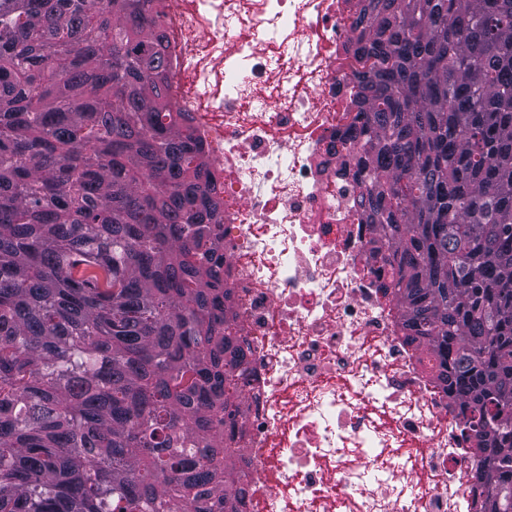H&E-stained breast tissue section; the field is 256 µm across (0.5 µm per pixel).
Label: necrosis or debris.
Returning a JSON list of instances; mask_svg holds the SVG:
<instances>
[{
  "mask_svg": "<svg viewBox=\"0 0 512 512\" xmlns=\"http://www.w3.org/2000/svg\"><path fill=\"white\" fill-rule=\"evenodd\" d=\"M354 4L163 0L169 93L210 155L253 369L226 451L247 512H477L460 410L435 354L403 335L362 185L337 174L357 152Z\"/></svg>",
  "mask_w": 512,
  "mask_h": 512,
  "instance_id": "obj_1",
  "label": "necrosis or debris"
}]
</instances>
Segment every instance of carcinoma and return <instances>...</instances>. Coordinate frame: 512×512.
<instances>
[{"mask_svg":"<svg viewBox=\"0 0 512 512\" xmlns=\"http://www.w3.org/2000/svg\"><path fill=\"white\" fill-rule=\"evenodd\" d=\"M160 0H0V512H242L248 379ZM348 174L512 512V0H358Z\"/></svg>","mask_w":512,"mask_h":512,"instance_id":"carcinoma-1","label":"carcinoma"}]
</instances>
